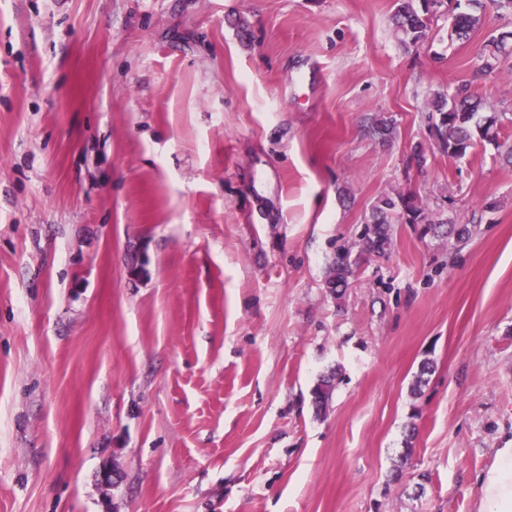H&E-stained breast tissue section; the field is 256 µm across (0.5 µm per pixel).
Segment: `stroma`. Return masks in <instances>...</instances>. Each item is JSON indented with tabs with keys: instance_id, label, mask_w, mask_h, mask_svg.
Instances as JSON below:
<instances>
[{
	"instance_id": "obj_1",
	"label": "stroma",
	"mask_w": 512,
	"mask_h": 512,
	"mask_svg": "<svg viewBox=\"0 0 512 512\" xmlns=\"http://www.w3.org/2000/svg\"><path fill=\"white\" fill-rule=\"evenodd\" d=\"M453 8L414 49L395 0H0V512H478L512 448V85L473 74L512 14L462 41ZM468 81L498 136L452 159L428 104ZM408 192L469 238L394 218L333 293ZM397 200L391 197H385L380 200L372 213V222L365 227L362 237V249L359 257L353 262L350 260L349 251H337L336 259L330 264L326 282L328 288H332L338 293L337 288H344L348 284L349 277L352 275V267L355 265L361 255H370L372 253L382 254L389 245V225L390 220L398 210H402L410 222L413 224H427V229L439 233L441 224L430 216L425 209L419 206L412 195H398Z\"/></svg>"
}]
</instances>
